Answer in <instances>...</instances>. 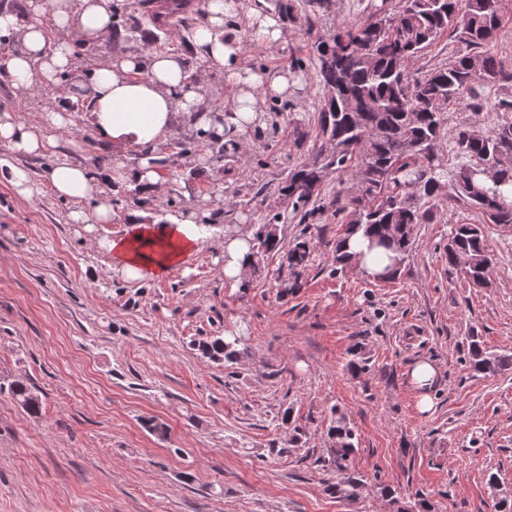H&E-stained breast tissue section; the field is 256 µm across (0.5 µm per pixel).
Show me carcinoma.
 Here are the masks:
<instances>
[{
	"label": "carcinoma",
	"mask_w": 512,
	"mask_h": 512,
	"mask_svg": "<svg viewBox=\"0 0 512 512\" xmlns=\"http://www.w3.org/2000/svg\"><path fill=\"white\" fill-rule=\"evenodd\" d=\"M147 0L112 3V41L109 53L130 50L143 25L150 21ZM507 0H389L370 4L360 18L342 23L325 40L311 46L310 63L316 73L322 97L318 107L316 138L334 141L332 152L315 150L310 161L289 171L278 184L281 196L291 201V213L276 212L258 225L254 235L251 268L260 273L263 257L281 253L275 277L277 294L286 300L301 287L314 250L313 231L327 209L341 224L342 231L331 244L336 269L352 267L342 244L360 232L377 245L394 247L398 258L384 280L395 279L401 271L414 240L409 227L435 220L441 193L447 184L453 201L479 214L485 224H512V93L494 102L478 95L483 84L512 85V71L506 69L493 51L505 19ZM285 20H292L305 8L310 27L336 10V0H275ZM451 35L458 43L447 65H434L422 75L410 71V64L425 57L440 38ZM457 104L472 112L488 109L497 114L496 125L488 130L462 125L456 130L455 145L461 161L453 169L444 163L448 137V105ZM192 157L204 153L211 164L228 162L227 144L202 132L180 143ZM337 175L338 188L329 203L321 202L324 177ZM357 181L359 196L344 193L341 185ZM302 225L287 248L280 233L268 231L288 219ZM448 267L457 269L455 257L464 253L474 264L461 270L472 282L488 278L492 258L476 224H454L444 247ZM242 337L227 341L213 335L195 344L214 362L232 365L240 351ZM466 365L474 377L494 376L512 369V353L488 349L477 336L467 342ZM8 392L24 412L39 415L42 400L35 387L19 380L8 384ZM332 440L322 467L336 471L350 469L355 452V434L345 418L336 416L328 430ZM361 482L350 476L328 489L347 500L358 497Z\"/></svg>",
	"instance_id": "cac0c4a2"
}]
</instances>
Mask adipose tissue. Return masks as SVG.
Wrapping results in <instances>:
<instances>
[{
	"mask_svg": "<svg viewBox=\"0 0 512 512\" xmlns=\"http://www.w3.org/2000/svg\"><path fill=\"white\" fill-rule=\"evenodd\" d=\"M32 18L18 23L13 15L0 13V40L12 43L7 73L19 93L32 85L53 86L59 75L75 73L79 62L74 39L100 43L112 36V0H29ZM51 13L52 27L40 17ZM248 29L255 44L284 42L286 30L277 16L242 0H205L204 19L195 43L211 64L222 66L230 97L223 110L203 108L201 97L189 83L182 58L144 47L115 54L91 72L92 123L101 141L113 152L135 146L130 161L92 175L82 165L62 161L46 169L44 178L61 199L75 202L69 214L74 224L93 226L112 219V186L129 182L143 192H156L162 171L175 168L179 159L170 145L179 129L205 132L220 138L230 150L243 154L263 131L270 116L266 101L282 100L303 91L301 78L284 69L254 70L240 64L239 29ZM71 119L65 110L26 116L0 113V141L17 155L38 157L60 141ZM93 200L91 210L80 209ZM124 235L97 240L110 257L108 268L127 280L161 278L185 266L205 243H213L221 259L224 280L231 287L249 278L252 238L240 228L225 225L223 213L198 207L181 218L149 219L140 210L129 212ZM355 256L356 268L366 278L382 274L390 265V250L373 246L357 234L346 242Z\"/></svg>",
	"mask_w": 512,
	"mask_h": 512,
	"instance_id": "1",
	"label": "adipose tissue"
}]
</instances>
